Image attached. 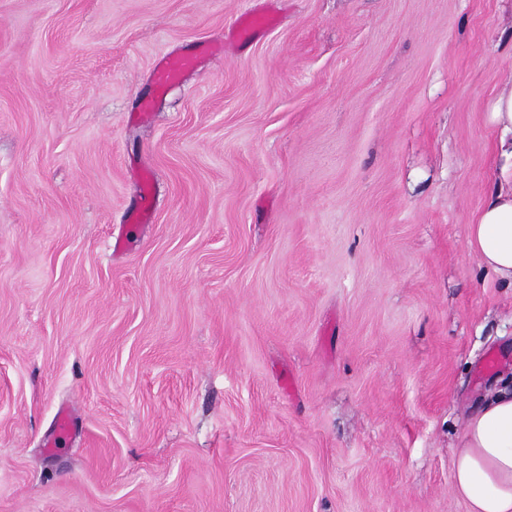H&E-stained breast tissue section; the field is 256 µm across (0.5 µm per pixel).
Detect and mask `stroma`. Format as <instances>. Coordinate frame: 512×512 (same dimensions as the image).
<instances>
[{"instance_id": "1", "label": "stroma", "mask_w": 512, "mask_h": 512, "mask_svg": "<svg viewBox=\"0 0 512 512\" xmlns=\"http://www.w3.org/2000/svg\"><path fill=\"white\" fill-rule=\"evenodd\" d=\"M510 83L512 0H0V512H468ZM192 66L188 59L173 58L169 60L164 67L156 72V81L159 87H165L177 81L181 74ZM491 120L500 132V148L511 164L496 174L497 190L469 224L467 244L485 269L512 286V84L491 104Z\"/></svg>"}]
</instances>
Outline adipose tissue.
I'll return each mask as SVG.
<instances>
[{
    "mask_svg": "<svg viewBox=\"0 0 512 512\" xmlns=\"http://www.w3.org/2000/svg\"><path fill=\"white\" fill-rule=\"evenodd\" d=\"M491 120L510 163L469 225L467 244L485 269L512 284V87L491 104ZM453 491L468 512H512V381L503 380L467 416L455 453Z\"/></svg>",
    "mask_w": 512,
    "mask_h": 512,
    "instance_id": "ef3b65f1",
    "label": "adipose tissue"
}]
</instances>
